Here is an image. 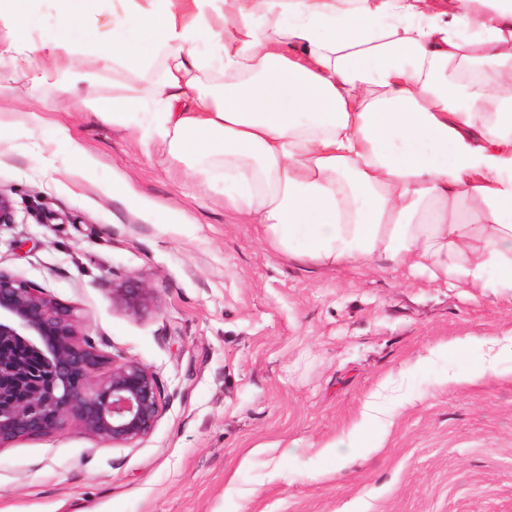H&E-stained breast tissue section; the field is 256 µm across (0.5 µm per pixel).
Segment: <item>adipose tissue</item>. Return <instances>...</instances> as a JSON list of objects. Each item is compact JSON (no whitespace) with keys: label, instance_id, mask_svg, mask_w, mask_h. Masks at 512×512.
<instances>
[{"label":"adipose tissue","instance_id":"adipose-tissue-1","mask_svg":"<svg viewBox=\"0 0 512 512\" xmlns=\"http://www.w3.org/2000/svg\"><path fill=\"white\" fill-rule=\"evenodd\" d=\"M38 2L0 0L13 76L163 144L275 252L512 291V0H124L121 28L112 0H51L104 69L157 34L163 82L109 99L73 43L32 41Z\"/></svg>","mask_w":512,"mask_h":512}]
</instances>
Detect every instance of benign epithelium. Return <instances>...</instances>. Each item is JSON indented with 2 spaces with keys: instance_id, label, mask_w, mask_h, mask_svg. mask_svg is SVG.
Returning <instances> with one entry per match:
<instances>
[{
  "instance_id": "benign-epithelium-1",
  "label": "benign epithelium",
  "mask_w": 512,
  "mask_h": 512,
  "mask_svg": "<svg viewBox=\"0 0 512 512\" xmlns=\"http://www.w3.org/2000/svg\"><path fill=\"white\" fill-rule=\"evenodd\" d=\"M15 223L13 200L0 192V224ZM113 301L131 312L143 309L150 289L124 283ZM75 309L57 303L30 281L0 273V447L44 437L73 423L114 445L148 436L162 412V391L154 371L135 361H108L80 340ZM30 347L49 365L52 383L32 380L14 350ZM112 368L99 372L107 363Z\"/></svg>"
}]
</instances>
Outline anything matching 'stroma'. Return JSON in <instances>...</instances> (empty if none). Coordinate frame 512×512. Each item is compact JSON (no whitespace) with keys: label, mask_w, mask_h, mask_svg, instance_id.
I'll list each match as a JSON object with an SVG mask.
<instances>
[{"label":"stroma","mask_w":512,"mask_h":512,"mask_svg":"<svg viewBox=\"0 0 512 512\" xmlns=\"http://www.w3.org/2000/svg\"><path fill=\"white\" fill-rule=\"evenodd\" d=\"M97 71L96 94L150 89L163 60ZM90 156L82 166L62 140ZM0 272L75 308L99 351L158 376L165 406L126 446L74 426L0 449V512H512V292L448 288L384 258L331 273L273 252L164 146L48 88L0 92ZM139 282L133 314L112 290ZM468 338L465 355L431 356ZM426 358L415 368L418 358ZM378 447L337 460L366 402Z\"/></svg>","instance_id":"obj_1"}]
</instances>
